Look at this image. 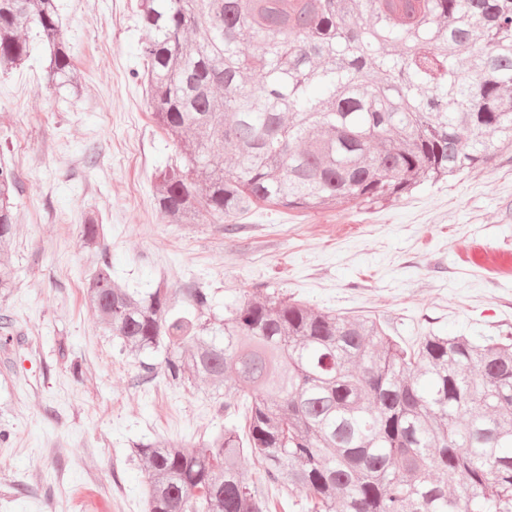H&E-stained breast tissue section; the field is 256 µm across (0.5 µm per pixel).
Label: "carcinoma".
Segmentation results:
<instances>
[{"label":"carcinoma","instance_id":"1","mask_svg":"<svg viewBox=\"0 0 512 512\" xmlns=\"http://www.w3.org/2000/svg\"><path fill=\"white\" fill-rule=\"evenodd\" d=\"M140 18L135 79L193 144L158 175L174 224H231L259 203L377 204L512 147V0H140ZM31 31L49 48L46 89L78 92L55 0H0V70L27 60ZM17 193L0 163V290L16 278ZM81 238L100 253L85 299L104 329L132 354L164 349L144 372L243 402L244 427L191 450L132 443L147 512H271L245 457L311 512H512L511 338L430 333L409 348L375 318L272 294L205 320L203 288L178 309L164 281L119 287L95 213Z\"/></svg>","mask_w":512,"mask_h":512}]
</instances>
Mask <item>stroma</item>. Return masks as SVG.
<instances>
[{"label": "stroma", "mask_w": 512, "mask_h": 512, "mask_svg": "<svg viewBox=\"0 0 512 512\" xmlns=\"http://www.w3.org/2000/svg\"><path fill=\"white\" fill-rule=\"evenodd\" d=\"M80 96L46 90L49 52L0 71V161L18 173L11 260L0 292L13 336L0 343V512H145V472L129 441L188 448L224 426L208 385L146 378L83 294L97 257L82 245L99 212L112 277L166 281L176 306L208 289L216 315L257 291L318 311L384 320L405 344L427 332L482 341L512 331V151L492 165L372 206L259 205L235 224H174L157 173L182 144L154 120L134 73L146 32L140 0H57ZM83 371L73 380L72 366Z\"/></svg>", "instance_id": "35a3bbf8"}]
</instances>
